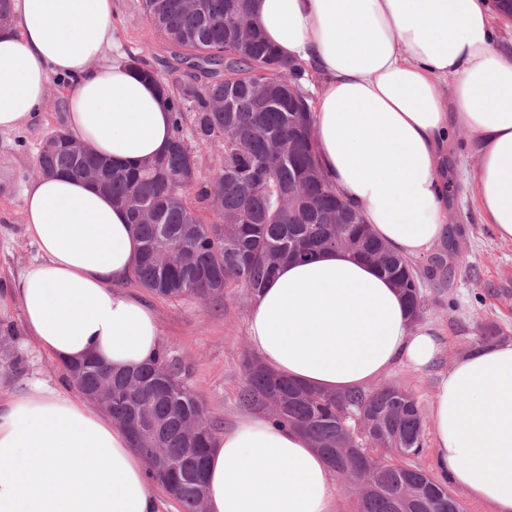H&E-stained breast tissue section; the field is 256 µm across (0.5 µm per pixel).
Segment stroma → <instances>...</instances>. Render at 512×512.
<instances>
[{"instance_id": "1", "label": "stroma", "mask_w": 512, "mask_h": 512, "mask_svg": "<svg viewBox=\"0 0 512 512\" xmlns=\"http://www.w3.org/2000/svg\"><path fill=\"white\" fill-rule=\"evenodd\" d=\"M142 0H112L113 57L135 55L148 60L158 74H165L171 46L149 24ZM69 84L53 79L37 116L25 128L0 131V320L21 324L15 301L6 290L21 271L40 258L38 247L26 237L22 220L23 187L33 177L43 141L64 128ZM452 219L447 226L457 244L439 243L428 255L413 258L425 273L423 325L438 335L441 353L426 369L406 363L394 364L381 383L399 386L418 401L423 418L426 447L416 463L435 473V438L430 405L440 377L453 362L476 345L480 329L498 327L512 337V242L498 239L492 225L483 222L471 187L478 161L464 132L451 139ZM162 332V343L172 356L189 367L188 383L205 403L220 428L234 425L247 411L238 403L245 381L243 357L251 347L247 337L250 299L237 288L222 304L197 298L162 300L148 297ZM19 347L27 358L24 377L12 379L0 372V401L18 394L28 380H40L62 392L70 391L60 363L40 351L28 336H20Z\"/></svg>"}]
</instances>
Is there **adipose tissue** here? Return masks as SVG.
I'll return each mask as SVG.
<instances>
[{
  "mask_svg": "<svg viewBox=\"0 0 512 512\" xmlns=\"http://www.w3.org/2000/svg\"><path fill=\"white\" fill-rule=\"evenodd\" d=\"M281 55L317 76L315 151L337 193L396 252L419 256L448 222V146L478 154V208L512 241V53L494 46L492 0H254ZM112 0H15L0 29V131L25 126L51 78L70 82V132L127 165L172 137L156 86L119 60ZM26 236L41 253L13 282L23 325L59 361L153 360L155 312L122 291L140 244L127 211L89 181L39 176L23 189ZM248 340L271 372L347 392L395 363L422 369L440 345L393 282L344 250L284 264L253 301ZM435 462L493 512H512V341L457 358L431 406ZM334 472L299 430L266 416L217 435L207 512H335ZM128 433L81 392L31 382L0 403V512H161Z\"/></svg>",
  "mask_w": 512,
  "mask_h": 512,
  "instance_id": "adipose-tissue-1",
  "label": "adipose tissue"
}]
</instances>
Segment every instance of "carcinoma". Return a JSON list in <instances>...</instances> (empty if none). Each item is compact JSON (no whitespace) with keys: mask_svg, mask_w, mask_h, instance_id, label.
Here are the masks:
<instances>
[{"mask_svg":"<svg viewBox=\"0 0 512 512\" xmlns=\"http://www.w3.org/2000/svg\"><path fill=\"white\" fill-rule=\"evenodd\" d=\"M143 11L175 51L168 77L132 56L129 64L155 82L172 113L173 136L165 152L137 167L112 162L77 144L70 132L52 133L38 156L47 174L83 177L102 170L100 183L127 210L141 251L132 281L160 299L224 300L229 290L255 297L281 263L336 248L375 263L401 289L415 319L425 298L418 270L391 251L349 206L323 173L314 151L311 97L303 69L282 58L257 26L252 0H143ZM264 84L268 98H253ZM199 146L219 144L213 176L200 182ZM196 189L190 202L176 184ZM346 211L336 223V209ZM0 362L5 373L26 372L14 325L0 321ZM67 377L90 400L112 382L107 411L129 421L133 447L166 449L170 468L152 478L182 512H197L205 494L207 460L216 421L186 383L187 370L162 349L151 363L109 369L87 359L65 365ZM239 403L277 425L302 431L337 474L359 473L343 425L348 410L370 419V452L381 465L359 512H464L447 481L416 466L425 447L422 414L412 394L396 385L341 395L307 388L244 359Z\"/></svg>","mask_w":512,"mask_h":512,"instance_id":"cac0c4a2","label":"carcinoma"}]
</instances>
